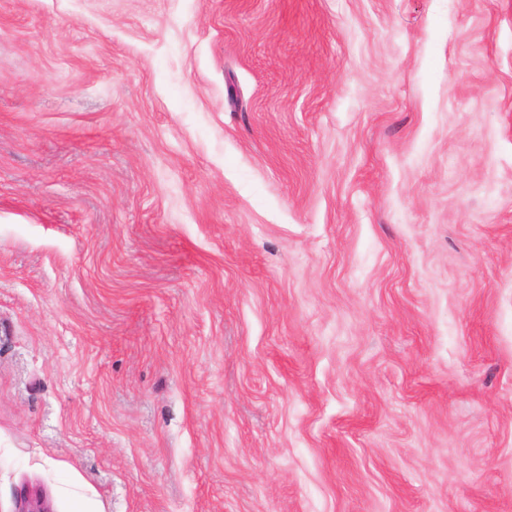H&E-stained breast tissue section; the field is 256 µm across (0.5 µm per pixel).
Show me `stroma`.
I'll list each match as a JSON object with an SVG mask.
<instances>
[{"label":"stroma","instance_id":"1","mask_svg":"<svg viewBox=\"0 0 512 512\" xmlns=\"http://www.w3.org/2000/svg\"><path fill=\"white\" fill-rule=\"evenodd\" d=\"M512 512V0H0V512Z\"/></svg>","mask_w":512,"mask_h":512}]
</instances>
